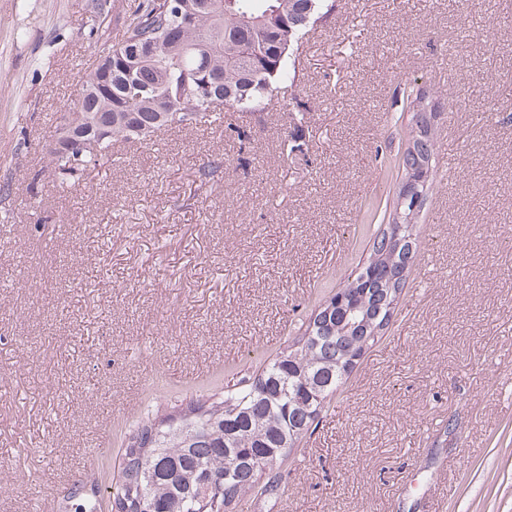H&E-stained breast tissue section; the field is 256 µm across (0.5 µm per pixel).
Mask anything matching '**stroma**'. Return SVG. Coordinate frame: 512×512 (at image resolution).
<instances>
[{
	"mask_svg": "<svg viewBox=\"0 0 512 512\" xmlns=\"http://www.w3.org/2000/svg\"><path fill=\"white\" fill-rule=\"evenodd\" d=\"M91 3L0 0V512L109 486L130 431L301 335L389 224L407 91L439 148L393 319L245 512H512V0H335L298 99L61 187L59 117L139 0ZM412 103L413 102H409V111L412 112L411 108L415 111L413 112L415 116H412V120L414 117V126H412L410 137L413 139L412 133L416 136L417 134H424L426 130H428V133L432 132L436 103L429 101L426 97L422 96H420V99L418 97V100L415 101L411 107Z\"/></svg>",
	"mask_w": 512,
	"mask_h": 512,
	"instance_id": "obj_1",
	"label": "stroma"
}]
</instances>
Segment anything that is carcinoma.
Listing matches in <instances>:
<instances>
[{"mask_svg": "<svg viewBox=\"0 0 512 512\" xmlns=\"http://www.w3.org/2000/svg\"><path fill=\"white\" fill-rule=\"evenodd\" d=\"M333 0H142L121 39L101 50L108 72L88 70L69 108L72 126H57L55 140L71 150H48L60 184L88 173L119 141L147 142L169 129L214 123L227 111L268 112L279 95L295 91L301 39L333 10ZM180 14L177 31L170 29ZM104 130L99 147L78 140L88 123ZM435 139L418 141L401 157L404 175L432 183ZM410 206L393 210L399 238L382 231L372 253L345 287L315 310L297 341L253 380L221 402L188 407L162 426L136 429L114 483L112 512H201L198 478L209 472L236 480L223 487L220 512H243L248 493L275 494L262 474L298 448L314 419L343 392L357 358L390 325L384 303L406 280L402 255L417 244ZM321 388L303 401L306 374ZM101 500L70 497L61 512H100Z\"/></svg>", "mask_w": 512, "mask_h": 512, "instance_id": "carcinoma-1", "label": "carcinoma"}]
</instances>
